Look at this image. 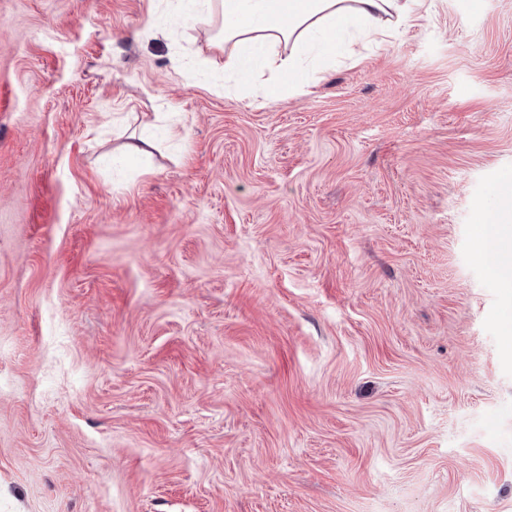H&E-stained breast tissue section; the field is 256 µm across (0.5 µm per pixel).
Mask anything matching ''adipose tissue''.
<instances>
[{
	"label": "adipose tissue",
	"mask_w": 512,
	"mask_h": 512,
	"mask_svg": "<svg viewBox=\"0 0 512 512\" xmlns=\"http://www.w3.org/2000/svg\"><path fill=\"white\" fill-rule=\"evenodd\" d=\"M218 14L231 53L226 73L268 99L296 94L320 79L336 54L355 59L380 48L420 16L421 0H193Z\"/></svg>",
	"instance_id": "ef3b65f1"
}]
</instances>
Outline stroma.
I'll return each mask as SVG.
<instances>
[{"label": "stroma", "instance_id": "1", "mask_svg": "<svg viewBox=\"0 0 512 512\" xmlns=\"http://www.w3.org/2000/svg\"><path fill=\"white\" fill-rule=\"evenodd\" d=\"M510 177L512 0L273 101L194 9L0 0V512H512ZM498 199L497 220L500 224L505 225L503 233L507 242L502 259L507 261L512 260V230H510V224L512 223V191H509L507 185L500 189Z\"/></svg>", "mask_w": 512, "mask_h": 512}]
</instances>
